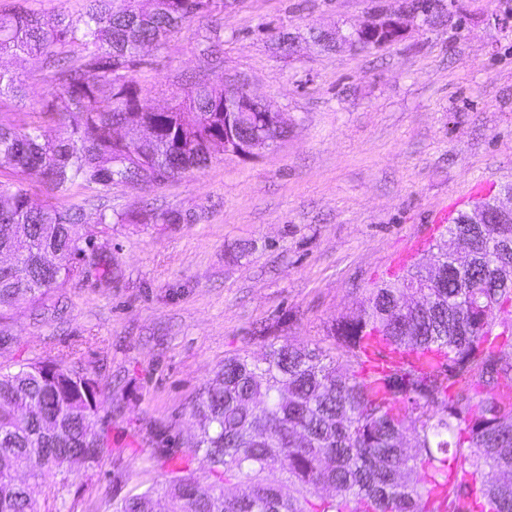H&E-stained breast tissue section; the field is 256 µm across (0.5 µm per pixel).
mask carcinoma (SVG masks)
<instances>
[{"mask_svg":"<svg viewBox=\"0 0 512 512\" xmlns=\"http://www.w3.org/2000/svg\"><path fill=\"white\" fill-rule=\"evenodd\" d=\"M210 13L204 0H82L76 15L0 14V102L27 96L12 69L22 55L40 61L52 87L35 108L46 122L0 120V168L14 177L0 183V252L16 260L0 266V310L101 271L93 239L124 221L112 212V184H165L208 167L224 139L252 135L251 113L224 112L222 86L202 81L155 110L129 80L144 48H165ZM73 114L79 126L46 134L44 124L63 127ZM127 126L151 130L145 149L115 140ZM32 175L57 199L75 186L95 194L61 209L35 204L24 185ZM474 231L455 223L430 246L443 259L440 283L414 263L374 287L362 314L336 324L348 359L324 364L321 351L286 340L261 363L224 359L193 405L195 442L166 451L169 480L113 502L112 512H158L157 495L163 512H512V329L495 332V313L512 307V223L454 265L457 241ZM366 336L382 358H433L424 372L366 375ZM200 452L209 496L193 495L199 477L177 465ZM108 453L96 381L80 359L0 372V512H53L70 488L63 465L77 458L94 470ZM46 470L61 475L49 489L39 482Z\"/></svg>","mask_w":512,"mask_h":512,"instance_id":"1","label":"carcinoma"}]
</instances>
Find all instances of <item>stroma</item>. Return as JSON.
<instances>
[{"instance_id":"35a3bbf8","label":"stroma","mask_w":512,"mask_h":512,"mask_svg":"<svg viewBox=\"0 0 512 512\" xmlns=\"http://www.w3.org/2000/svg\"><path fill=\"white\" fill-rule=\"evenodd\" d=\"M405 2L236 0L132 72L155 108L198 76L239 75L284 114L288 138L161 186L113 185L128 221L95 242L109 274L0 311V370L73 352L99 383L112 454L92 471L72 465L61 512H110L133 489L161 487L157 451L194 440L192 404L225 357L258 361L286 338L344 359L333 325L366 307L393 257L435 235V209L475 180L512 181V0H441L436 24L405 21L379 50L310 36L400 15ZM215 25L210 63L200 48ZM14 68L28 96L0 111L36 120L49 89L40 64Z\"/></svg>"}]
</instances>
